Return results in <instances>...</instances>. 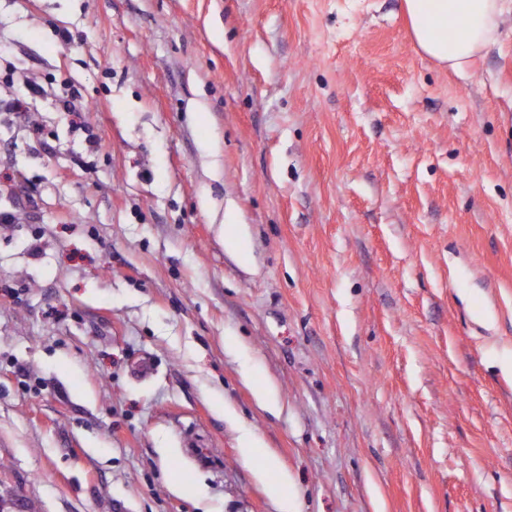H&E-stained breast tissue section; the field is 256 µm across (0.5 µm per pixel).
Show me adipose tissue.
Wrapping results in <instances>:
<instances>
[{
  "label": "adipose tissue",
  "mask_w": 512,
  "mask_h": 512,
  "mask_svg": "<svg viewBox=\"0 0 512 512\" xmlns=\"http://www.w3.org/2000/svg\"><path fill=\"white\" fill-rule=\"evenodd\" d=\"M410 35L438 65L468 74L475 58L500 37L512 0H402Z\"/></svg>",
  "instance_id": "1"
}]
</instances>
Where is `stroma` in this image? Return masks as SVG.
Listing matches in <instances>:
<instances>
[{
	"mask_svg": "<svg viewBox=\"0 0 512 512\" xmlns=\"http://www.w3.org/2000/svg\"><path fill=\"white\" fill-rule=\"evenodd\" d=\"M23 96L6 512H512V13L459 76L401 0H0Z\"/></svg>",
	"mask_w": 512,
	"mask_h": 512,
	"instance_id": "obj_1",
	"label": "stroma"
}]
</instances>
